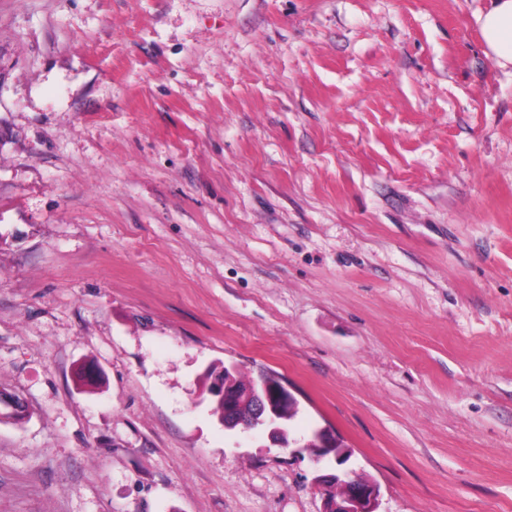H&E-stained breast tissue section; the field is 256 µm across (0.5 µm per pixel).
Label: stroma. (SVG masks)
I'll return each instance as SVG.
<instances>
[{
    "instance_id": "obj_1",
    "label": "stroma",
    "mask_w": 512,
    "mask_h": 512,
    "mask_svg": "<svg viewBox=\"0 0 512 512\" xmlns=\"http://www.w3.org/2000/svg\"><path fill=\"white\" fill-rule=\"evenodd\" d=\"M489 0H0V512H320L200 378L279 373L381 512H512Z\"/></svg>"
}]
</instances>
